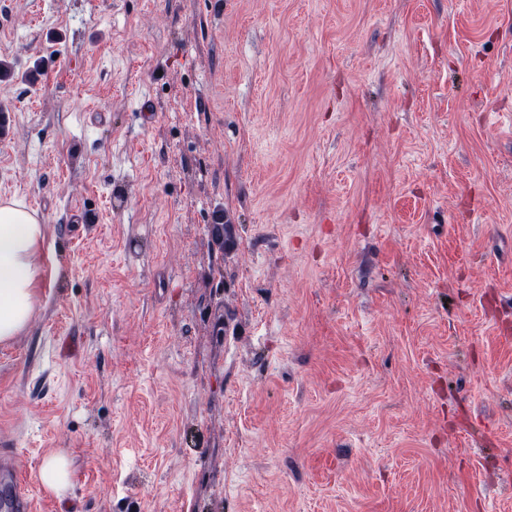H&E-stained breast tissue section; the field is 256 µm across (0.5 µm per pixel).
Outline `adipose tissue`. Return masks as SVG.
<instances>
[{
    "mask_svg": "<svg viewBox=\"0 0 512 512\" xmlns=\"http://www.w3.org/2000/svg\"><path fill=\"white\" fill-rule=\"evenodd\" d=\"M46 226L24 199H0V341L28 326L45 284Z\"/></svg>",
    "mask_w": 512,
    "mask_h": 512,
    "instance_id": "ef3b65f1",
    "label": "adipose tissue"
}]
</instances>
